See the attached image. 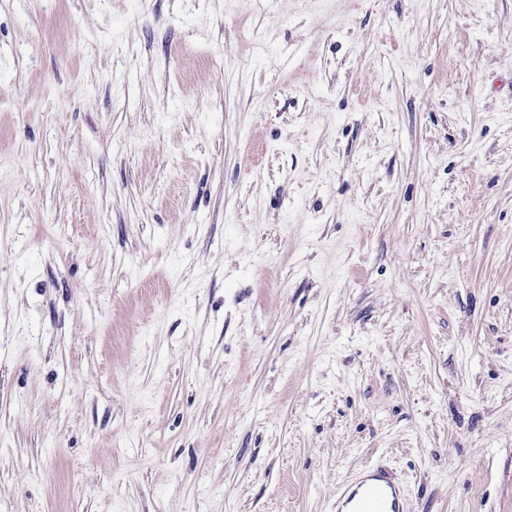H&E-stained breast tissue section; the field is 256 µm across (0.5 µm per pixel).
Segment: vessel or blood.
Returning a JSON list of instances; mask_svg holds the SVG:
<instances>
[{
    "label": "vessel or blood",
    "instance_id": "vessel-or-blood-1",
    "mask_svg": "<svg viewBox=\"0 0 512 512\" xmlns=\"http://www.w3.org/2000/svg\"><path fill=\"white\" fill-rule=\"evenodd\" d=\"M334 512H410L403 484L384 463L366 465L336 489Z\"/></svg>",
    "mask_w": 512,
    "mask_h": 512
}]
</instances>
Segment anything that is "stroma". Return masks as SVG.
<instances>
[{"label":"stroma","instance_id":"35a3bbf8","mask_svg":"<svg viewBox=\"0 0 512 512\" xmlns=\"http://www.w3.org/2000/svg\"><path fill=\"white\" fill-rule=\"evenodd\" d=\"M512 512V0H0V512ZM334 512H409L402 482L382 462L371 463L336 488Z\"/></svg>","mask_w":512,"mask_h":512}]
</instances>
